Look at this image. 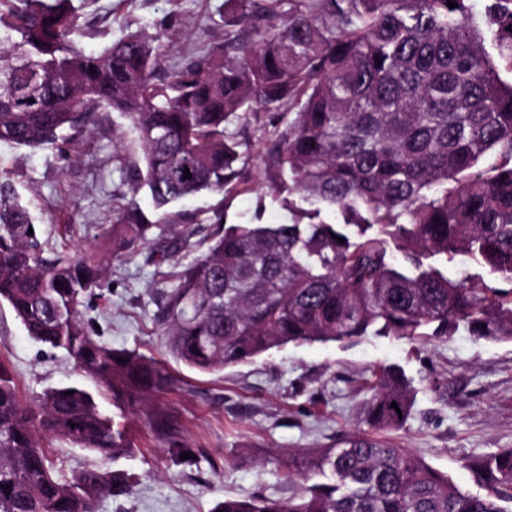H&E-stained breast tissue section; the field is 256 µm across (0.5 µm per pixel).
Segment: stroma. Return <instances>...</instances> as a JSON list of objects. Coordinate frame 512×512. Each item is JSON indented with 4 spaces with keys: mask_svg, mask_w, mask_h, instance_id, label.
<instances>
[{
    "mask_svg": "<svg viewBox=\"0 0 512 512\" xmlns=\"http://www.w3.org/2000/svg\"><path fill=\"white\" fill-rule=\"evenodd\" d=\"M74 3L86 50L99 51L132 31L161 33L165 72L225 39L226 0ZM290 119L288 111L257 106L232 121L228 130L243 153L238 178L224 193L171 205V212L199 215L197 251L205 250L209 220L219 209L228 225L247 221L258 208L263 223L289 222L269 188L268 160ZM144 169L127 120L108 108L62 152L0 141V177L14 184L50 253L111 251L103 230L115 213L133 201L145 213L153 211L147 192L134 189ZM150 251L146 245L109 261L100 294L84 300L79 312L112 348L139 351L169 373L171 383L148 407L170 417L193 455L171 457L147 427L145 409L127 411L134 447L114 467L133 474L135 482L125 496L99 499L97 512H211L227 496L288 498L289 451L323 448L364 429L372 371L383 364L402 369L415 390L408 422L386 433V440L447 473L462 490L483 491L470 460L512 448V342L479 341L461 330L416 341L372 337L350 345L290 344L221 373H201L172 357L155 321L157 293L169 282ZM0 360L10 367L22 398L79 384L96 394L103 410L117 411L110 392L65 353L28 336L4 304Z\"/></svg>",
    "mask_w": 512,
    "mask_h": 512,
    "instance_id": "1",
    "label": "stroma"
}]
</instances>
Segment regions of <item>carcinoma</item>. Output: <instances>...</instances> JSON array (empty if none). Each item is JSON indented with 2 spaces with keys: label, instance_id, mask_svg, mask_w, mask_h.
<instances>
[{
  "label": "carcinoma",
  "instance_id": "obj_1",
  "mask_svg": "<svg viewBox=\"0 0 512 512\" xmlns=\"http://www.w3.org/2000/svg\"><path fill=\"white\" fill-rule=\"evenodd\" d=\"M492 22L512 57V0H495ZM225 24L244 29L162 74L161 34L87 52L73 39V0H0V140L61 149L103 107L137 134L146 164L138 188L157 219L134 204L119 211L114 253L150 244L160 266L188 250L193 231L152 229L170 222V204L222 194L238 177L241 143L226 125L256 105L295 109L269 170L296 220L224 226L214 215L205 252L176 263L172 286L158 293L171 355L217 373L289 343L460 329L512 342V85L485 53L467 0H234ZM489 152L498 162L478 169ZM31 228L0 178V304L115 402L133 407L167 386L152 358L103 343L80 317L105 276L102 259H46ZM459 255L499 284L448 277ZM413 405L405 377L383 370L364 404L370 431L288 456L289 480L301 481L295 496L226 497L212 512H512L503 506L512 504V448L470 463L487 490L480 496L380 437L403 428ZM148 424L174 458L188 452L165 415ZM49 437L100 461L69 478ZM132 447L88 390L56 387L26 402L0 360V512H96L98 498L130 491L133 477L106 461Z\"/></svg>",
  "mask_w": 512,
  "mask_h": 512
}]
</instances>
